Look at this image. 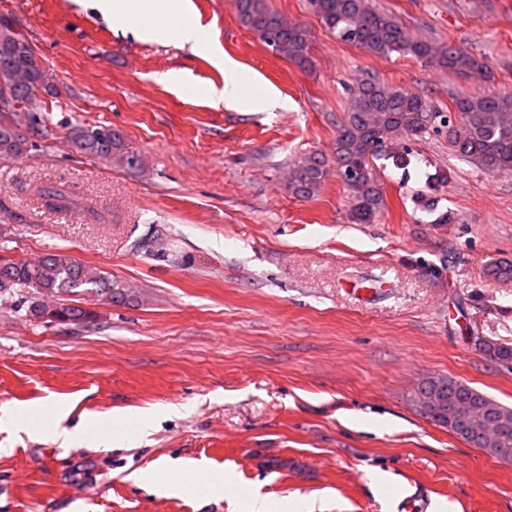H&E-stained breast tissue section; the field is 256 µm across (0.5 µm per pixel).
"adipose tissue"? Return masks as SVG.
I'll return each mask as SVG.
<instances>
[{"label":"adipose tissue","instance_id":"1","mask_svg":"<svg viewBox=\"0 0 512 512\" xmlns=\"http://www.w3.org/2000/svg\"><path fill=\"white\" fill-rule=\"evenodd\" d=\"M98 9L119 23L130 25L144 40L169 38L180 45L209 53L224 70L223 89L206 90V97L242 112L284 109L288 101L270 89L246 90L239 80L238 64L214 45L194 18L190 0H97Z\"/></svg>","mask_w":512,"mask_h":512}]
</instances>
